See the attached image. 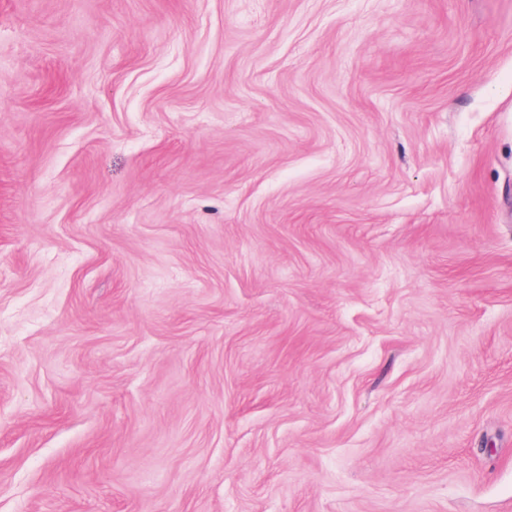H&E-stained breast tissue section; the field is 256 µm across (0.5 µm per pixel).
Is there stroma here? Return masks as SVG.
<instances>
[{"label": "stroma", "mask_w": 512, "mask_h": 512, "mask_svg": "<svg viewBox=\"0 0 512 512\" xmlns=\"http://www.w3.org/2000/svg\"><path fill=\"white\" fill-rule=\"evenodd\" d=\"M0 512H512V0H0Z\"/></svg>", "instance_id": "1"}]
</instances>
